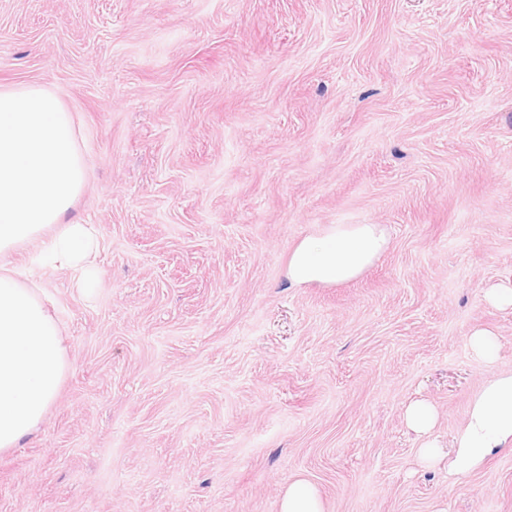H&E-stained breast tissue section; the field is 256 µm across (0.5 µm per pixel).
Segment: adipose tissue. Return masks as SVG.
<instances>
[{
	"mask_svg": "<svg viewBox=\"0 0 512 512\" xmlns=\"http://www.w3.org/2000/svg\"><path fill=\"white\" fill-rule=\"evenodd\" d=\"M379 224H326L299 239L288 253L287 277L298 288L333 287L360 278L389 248ZM68 370L58 321L36 287L15 269L0 266V451L17 447L39 428ZM407 426L422 435L419 461L441 452L430 434L435 411L417 400L404 411ZM512 445V370H499L472 396L467 418L448 457L450 476L464 478L485 457Z\"/></svg>",
	"mask_w": 512,
	"mask_h": 512,
	"instance_id": "1",
	"label": "adipose tissue"
}]
</instances>
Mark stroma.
Masks as SVG:
<instances>
[{
	"label": "stroma",
	"instance_id": "35a3bbf8",
	"mask_svg": "<svg viewBox=\"0 0 512 512\" xmlns=\"http://www.w3.org/2000/svg\"><path fill=\"white\" fill-rule=\"evenodd\" d=\"M76 118L84 278L10 255L68 372L0 452V512H512V450L461 481L443 452L512 368V0H0V88ZM325 224H382L356 281L294 288ZM492 330L497 364L471 333ZM404 419L410 429L425 437L419 449V462L425 465L437 462L441 452L430 438L436 419L433 407L423 400L413 401L405 408ZM281 512H323L321 496L307 479L295 477L281 498Z\"/></svg>",
	"mask_w": 512,
	"mask_h": 512
}]
</instances>
